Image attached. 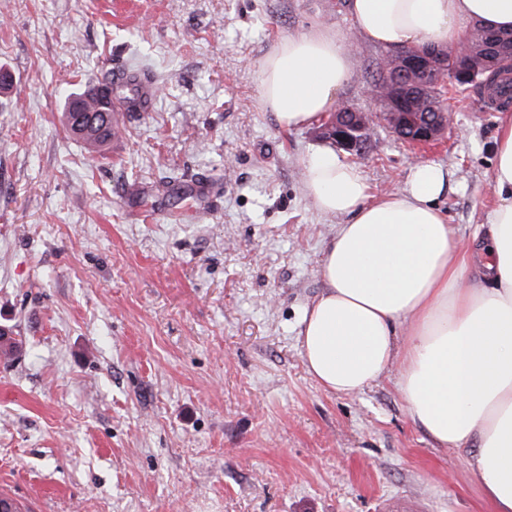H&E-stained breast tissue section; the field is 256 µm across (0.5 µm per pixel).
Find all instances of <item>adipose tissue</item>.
<instances>
[{"label": "adipose tissue", "mask_w": 512, "mask_h": 512, "mask_svg": "<svg viewBox=\"0 0 512 512\" xmlns=\"http://www.w3.org/2000/svg\"><path fill=\"white\" fill-rule=\"evenodd\" d=\"M355 28L384 46L463 40L460 21L512 29V0H351ZM351 75L341 34L288 37L261 64V100L280 127L316 122ZM494 201L476 248L461 247L438 206L448 173L423 161L403 188L372 196L332 149L304 162L315 208L343 217L321 264L324 290L298 332L308 374L356 396L392 365L409 419L468 455L494 512H512V113L497 119ZM482 280H467L471 267Z\"/></svg>", "instance_id": "1"}]
</instances>
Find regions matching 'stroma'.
I'll list each match as a JSON object with an SVG mask.
<instances>
[{
    "instance_id": "stroma-1",
    "label": "stroma",
    "mask_w": 512,
    "mask_h": 512,
    "mask_svg": "<svg viewBox=\"0 0 512 512\" xmlns=\"http://www.w3.org/2000/svg\"><path fill=\"white\" fill-rule=\"evenodd\" d=\"M341 33L368 90L392 50L339 0H0V493L22 512H372L410 495L432 512H492L464 452L412 424L390 370L339 396L308 375L301 320L321 294L339 217L303 163L319 124L284 129L260 98L281 39ZM108 67L163 88L116 147L63 126L62 92ZM448 132L414 157L382 123L351 156L373 196L416 160L442 165L439 201L464 240L492 203L498 106L448 94ZM180 189L156 194L165 177ZM214 193L189 219L195 180Z\"/></svg>"
}]
</instances>
